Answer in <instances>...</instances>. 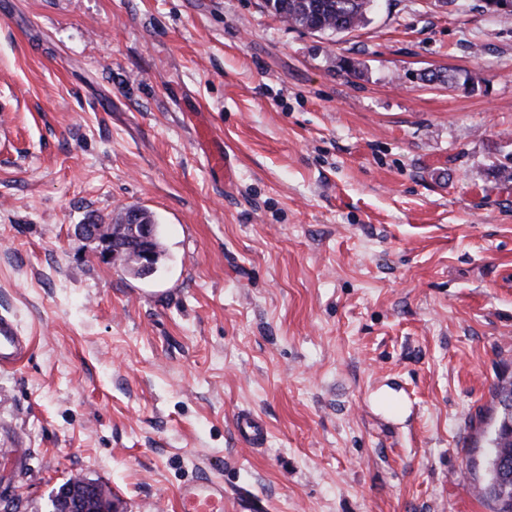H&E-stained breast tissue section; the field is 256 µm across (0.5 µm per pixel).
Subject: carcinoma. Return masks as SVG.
I'll return each instance as SVG.
<instances>
[{
    "label": "carcinoma",
    "mask_w": 512,
    "mask_h": 512,
    "mask_svg": "<svg viewBox=\"0 0 512 512\" xmlns=\"http://www.w3.org/2000/svg\"><path fill=\"white\" fill-rule=\"evenodd\" d=\"M267 10L289 26L309 31L320 28L342 34L361 28L370 21L374 0H264ZM500 415L489 438V448L512 455V436L504 432L512 420V378L498 385ZM488 480L481 494L494 504V512H512V478L500 476L493 459H488Z\"/></svg>",
    "instance_id": "carcinoma-1"
}]
</instances>
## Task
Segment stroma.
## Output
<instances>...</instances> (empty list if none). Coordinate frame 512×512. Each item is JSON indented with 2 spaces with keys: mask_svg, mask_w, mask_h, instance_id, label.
Listing matches in <instances>:
<instances>
[{
  "mask_svg": "<svg viewBox=\"0 0 512 512\" xmlns=\"http://www.w3.org/2000/svg\"><path fill=\"white\" fill-rule=\"evenodd\" d=\"M476 3L335 36L263 0H0V315L32 341L0 496L48 512L82 474L172 512L204 472L224 512H493L512 15ZM130 207L162 227L146 278L77 231ZM236 429L251 447H261L266 442V427L249 412H242L237 416Z\"/></svg>",
  "mask_w": 512,
  "mask_h": 512,
  "instance_id": "1",
  "label": "stroma"
}]
</instances>
